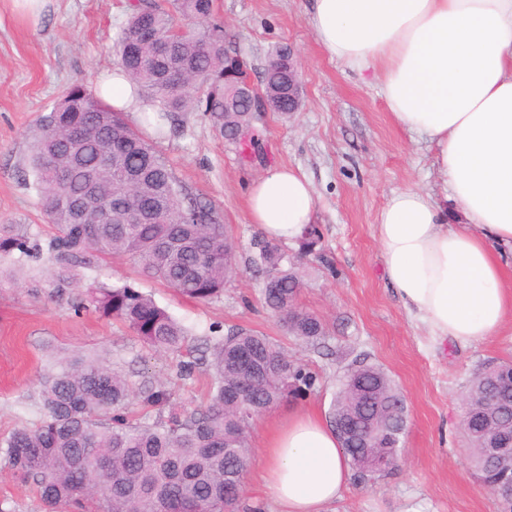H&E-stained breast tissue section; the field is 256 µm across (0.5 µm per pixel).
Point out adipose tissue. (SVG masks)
I'll list each match as a JSON object with an SVG mask.
<instances>
[{"mask_svg":"<svg viewBox=\"0 0 512 512\" xmlns=\"http://www.w3.org/2000/svg\"><path fill=\"white\" fill-rule=\"evenodd\" d=\"M311 24L331 58L374 72L394 120L434 148L448 182L450 202L406 189L381 209L388 281L440 341L496 335L512 314V0H312ZM98 86L113 108L151 114L120 70ZM247 205L265 237L291 243L312 221L314 191L278 166L251 182ZM349 472L335 431L304 411L273 435L263 481L283 512H324Z\"/></svg>","mask_w":512,"mask_h":512,"instance_id":"ef3b65f1","label":"adipose tissue"}]
</instances>
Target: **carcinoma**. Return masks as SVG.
Segmentation results:
<instances>
[{"mask_svg":"<svg viewBox=\"0 0 512 512\" xmlns=\"http://www.w3.org/2000/svg\"><path fill=\"white\" fill-rule=\"evenodd\" d=\"M176 11L197 27L161 49L176 26L173 14L155 0H130L116 38L117 66L161 120L203 108L224 140L241 154L256 140L234 134L249 124L238 97L245 63L224 51L222 32L209 24L214 0H174ZM151 26L155 41L142 37ZM265 69L262 91L272 111L288 112V70ZM186 71L180 84L172 70ZM29 166L42 209L54 232L47 243V286L62 298L84 288L74 312L94 309L126 324L155 351L188 347L187 329L151 295L127 284L83 285L78 271L106 256H126L149 277L185 298L207 303L224 293L236 274V246L221 214L190 194L168 161L83 83H74L59 107L41 115L31 135ZM63 176H58V170ZM162 206L159 222L114 224L113 205ZM320 242L308 226L300 254ZM251 263L262 274L261 297L287 334L320 346L328 334L318 316L300 309L302 281L294 258L263 236L251 243ZM42 248L26 224H0V258L38 259ZM209 357L179 361L177 376L198 372L210 380L206 405L186 409L171 402L159 379L136 384L120 366L93 356L55 361L42 375L35 402L37 420L0 439V458L35 491L42 512H236L251 462L250 431L260 412L314 390L318 377L277 347L270 337L233 328L207 337ZM464 401L479 433L468 434L470 464L497 494L512 487V467L489 468L479 449L512 423V361L476 373ZM329 418L349 459L354 480L370 479V465L384 471L401 462L407 409L393 379L379 365L354 361L345 371Z\"/></svg>","mask_w":512,"mask_h":512,"instance_id":"cac0c4a2","label":"carcinoma"}]
</instances>
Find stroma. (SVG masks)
<instances>
[{
	"label": "stroma",
	"mask_w": 512,
	"mask_h": 512,
	"mask_svg": "<svg viewBox=\"0 0 512 512\" xmlns=\"http://www.w3.org/2000/svg\"><path fill=\"white\" fill-rule=\"evenodd\" d=\"M128 0H49L30 20L13 0H0V224H26L41 240L52 235L34 177L25 163L30 132L72 83L96 88L101 72L115 68L113 45L126 19ZM213 21L224 28L225 49L246 63L253 85L281 45H291L301 64L299 111L266 113L257 123L259 151L241 158L225 143L207 114L179 113L156 139L182 185L219 209L238 242V271L223 296L209 304L182 297L144 276L126 258L82 270L83 282L128 283L151 294L193 334L204 351L212 329H251L269 336L319 377L305 398L281 402L259 415L251 432V464L243 481L246 512H279L263 487L262 458L269 437L295 410L328 416L339 379L356 356L381 365L398 385L407 407L400 467L365 485L349 483L326 512H499L496 497L474 475L463 429L462 396L484 366L512 360V324L499 336L466 346L440 341L411 316L388 282L376 219L393 192L419 189L434 198L447 192L429 143L393 119L371 72L358 73L331 59L318 43L310 0H214ZM290 166L315 192L314 226L319 254L299 257L301 309L323 319L324 348L289 336L265 309L262 276L250 264L252 224L247 191L257 176ZM0 262V435L34 420L30 397L56 354H102L127 371L171 378L174 401L192 407L208 379H175L176 355L151 352L123 325L94 310L74 312L70 298L31 294L29 272Z\"/></svg>",
	"instance_id": "1"
}]
</instances>
